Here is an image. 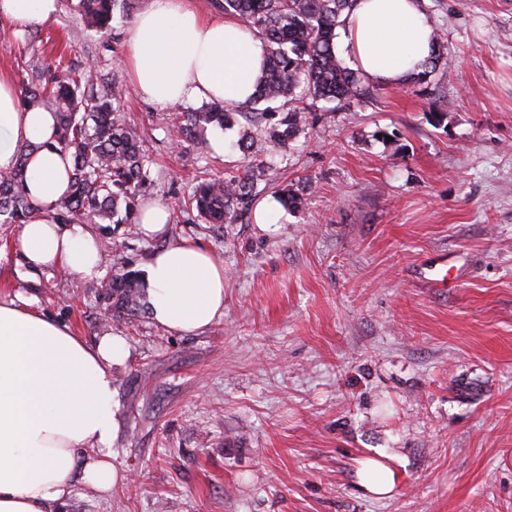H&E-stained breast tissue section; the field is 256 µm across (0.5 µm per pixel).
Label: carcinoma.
Listing matches in <instances>:
<instances>
[{"label":"carcinoma","instance_id":"obj_1","mask_svg":"<svg viewBox=\"0 0 512 512\" xmlns=\"http://www.w3.org/2000/svg\"><path fill=\"white\" fill-rule=\"evenodd\" d=\"M356 0H214V7L242 20L261 40L266 69L252 101L236 105L211 101L201 109L184 112L169 133L181 142L197 146L205 143L210 128L226 129L237 113L265 127L256 138L248 132L237 146L250 155L281 153L308 126L309 114L321 103H351L371 99L377 87L366 82L336 57V27L343 13ZM125 0H78L84 26L105 32L114 11L125 7ZM448 66L443 45L426 63L422 81ZM60 68L45 64L32 55L25 71L34 81L22 83L25 105L36 108L50 102L58 113L57 143L71 157L72 173L66 195L53 205L54 218L61 224H90L101 234L110 233L112 224L135 223L139 197L151 183L149 160L140 150L137 133L119 118L123 92L113 88L94 92L97 76L85 68L65 75ZM35 145L17 151L13 171L0 172V224H24L37 209L26 194L24 181L29 155ZM255 174L246 170L238 175L214 178L194 186L187 205L207 224H233L248 214L257 191ZM306 187L286 186L277 191L282 203L297 209ZM124 235L112 237L116 262L112 278L101 283L112 299V316L133 318L143 308V285L137 272L129 269L122 253Z\"/></svg>","mask_w":512,"mask_h":512}]
</instances>
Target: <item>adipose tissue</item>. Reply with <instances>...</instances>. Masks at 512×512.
I'll return each instance as SVG.
<instances>
[{
	"instance_id": "ef3b65f1",
	"label": "adipose tissue",
	"mask_w": 512,
	"mask_h": 512,
	"mask_svg": "<svg viewBox=\"0 0 512 512\" xmlns=\"http://www.w3.org/2000/svg\"><path fill=\"white\" fill-rule=\"evenodd\" d=\"M58 0H0V20L16 30L51 21ZM435 28L419 0H356L336 29V54L365 80L384 87L409 82L436 49ZM264 48L239 19L210 18L189 0H148L126 28L123 66L138 92L157 106L203 98L245 104L264 75ZM52 107L23 104L17 81L0 70V172L17 148L33 144L24 182L37 211L18 250L33 270L63 266L86 279L100 274L88 226L57 223L52 204L70 185L72 165L57 144ZM153 320L184 335L224 317V268L196 243L154 251L146 265ZM126 341L106 335L87 345L71 328L17 296L0 295V512H59L76 477L107 492L121 481L112 465L118 433L112 368ZM359 483L373 497L395 487L383 455L360 458Z\"/></svg>"
}]
</instances>
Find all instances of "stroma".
I'll return each instance as SVG.
<instances>
[{
  "label": "stroma",
  "instance_id": "obj_1",
  "mask_svg": "<svg viewBox=\"0 0 512 512\" xmlns=\"http://www.w3.org/2000/svg\"><path fill=\"white\" fill-rule=\"evenodd\" d=\"M451 63L428 82L319 112L287 153L236 146L251 124L210 129L223 153L167 136L188 100L133 93L126 122L152 161L145 197L171 218L128 239L136 272L182 240L224 266V318L180 335L149 310L102 323L105 302L62 267L31 272L21 227L0 225V294H19L86 344L123 337L112 369L119 422L102 493L76 480L62 512H512V0H424ZM129 15L87 30L75 0L0 46V69L62 57L94 65L98 91L129 87ZM444 113L434 124L433 113ZM264 163L266 194L307 189L282 224H205L199 181ZM447 261L449 285L424 272ZM382 453L390 497L365 494L356 461Z\"/></svg>",
  "mask_w": 512,
  "mask_h": 512
}]
</instances>
